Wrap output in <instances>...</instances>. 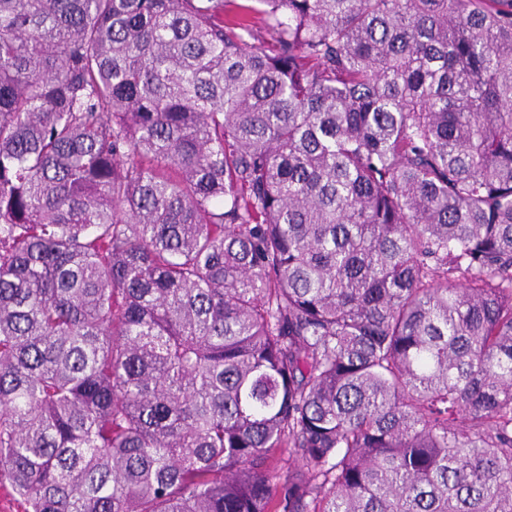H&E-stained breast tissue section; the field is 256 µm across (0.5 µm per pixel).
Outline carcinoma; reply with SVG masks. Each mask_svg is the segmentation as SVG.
I'll list each match as a JSON object with an SVG mask.
<instances>
[{
  "mask_svg": "<svg viewBox=\"0 0 512 512\" xmlns=\"http://www.w3.org/2000/svg\"><path fill=\"white\" fill-rule=\"evenodd\" d=\"M4 488L512 512V0H0Z\"/></svg>",
  "mask_w": 512,
  "mask_h": 512,
  "instance_id": "1",
  "label": "carcinoma"
}]
</instances>
